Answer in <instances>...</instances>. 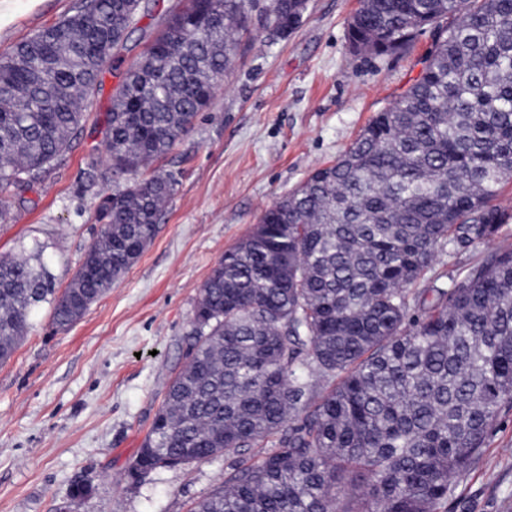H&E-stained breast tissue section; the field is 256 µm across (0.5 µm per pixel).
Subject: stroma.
Wrapping results in <instances>:
<instances>
[{
  "label": "stroma",
  "mask_w": 512,
  "mask_h": 512,
  "mask_svg": "<svg viewBox=\"0 0 512 512\" xmlns=\"http://www.w3.org/2000/svg\"><path fill=\"white\" fill-rule=\"evenodd\" d=\"M146 3L148 12L112 52L87 102L81 134L40 182L0 196L12 212L0 223V255L40 241L61 290L96 238L97 205L112 190L104 177L103 115L119 75L181 6ZM357 6L308 0L300 25L285 37L252 14L235 68L156 162L178 184L140 260L71 327H54L49 304L32 314L12 358L0 364V512H188L221 482L220 458L160 468L136 486L126 471L169 381L188 361L195 308L212 268L266 209L335 161L420 74L433 27L399 54L358 53L348 41ZM80 7L81 0H13V19L0 29V59ZM93 168L103 178L89 188ZM493 248H512V225L491 244L438 256L411 293L437 276L452 282ZM79 483L89 493L76 499ZM446 512H512V409L501 412L457 478Z\"/></svg>",
  "instance_id": "obj_1"
}]
</instances>
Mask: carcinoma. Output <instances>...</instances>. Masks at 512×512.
<instances>
[{"label":"carcinoma","mask_w":512,"mask_h":512,"mask_svg":"<svg viewBox=\"0 0 512 512\" xmlns=\"http://www.w3.org/2000/svg\"><path fill=\"white\" fill-rule=\"evenodd\" d=\"M124 11L85 0L0 64L1 193L39 182L69 148ZM253 11L294 30L295 0H184L122 74L104 119L112 193L68 288L56 295L39 244L0 256L1 363L37 307L67 327L138 262L177 185L141 170L210 103L201 88L230 70ZM432 24L416 81L267 209L202 288L204 330L133 463L226 456L189 512H442L512 405V250L449 287L432 280L415 312L408 293L438 254L490 242L512 218L497 203L512 179V0H358L349 42L395 55ZM274 436L265 456L245 454Z\"/></svg>","instance_id":"cac0c4a2"}]
</instances>
